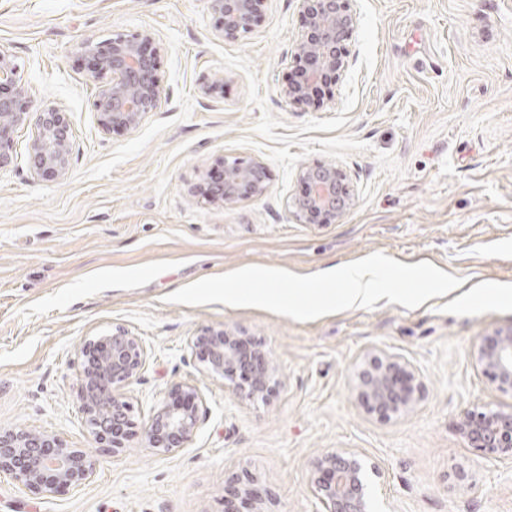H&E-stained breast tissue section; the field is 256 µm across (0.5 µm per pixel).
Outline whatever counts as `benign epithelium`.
<instances>
[{
    "label": "benign epithelium",
    "mask_w": 512,
    "mask_h": 512,
    "mask_svg": "<svg viewBox=\"0 0 512 512\" xmlns=\"http://www.w3.org/2000/svg\"><path fill=\"white\" fill-rule=\"evenodd\" d=\"M352 0H300L305 31L295 46L302 81L286 86L283 94L294 104L311 103V88L325 80L338 82L348 65V40L357 23ZM220 25L217 37L236 40L263 16L267 0H207ZM149 30L118 35L106 43L81 42L80 53L92 62L91 78H108L94 96L92 110L103 131H131L167 97L157 72V50ZM33 125L29 158L36 176L65 177L72 152L71 124L62 107L37 103L7 51L0 48V170L13 160L17 128ZM221 170L202 187L214 204L260 197L268 190V166L260 160L220 162ZM302 191L291 202L293 214L304 224H339L355 205V194L345 170L335 164L307 166L298 172ZM192 351L205 371L227 381L226 387L248 400H266L276 389L277 368L263 345L228 328H204L190 339ZM81 366L80 413L91 434L109 444L112 453L126 448L131 429V405L125 390L144 368L149 356L140 337L117 329L109 336L85 341ZM476 365L501 391H512V328L495 329L473 349ZM186 403L154 406L141 429L145 447L168 455L187 447L200 426L206 405L194 386L176 384ZM354 399L368 414L389 421L413 409L423 397V384L413 367L385 352L370 355L357 373ZM474 448L490 454H512V406H484L468 410L459 425ZM97 460L88 448H75L59 435L0 427V476H8L31 492L51 495L89 484ZM311 495L319 512H385L377 496L382 471L365 454L338 448L309 462ZM241 508L225 512H272L269 500L247 482L236 490Z\"/></svg>",
    "instance_id": "7a95c632"
}]
</instances>
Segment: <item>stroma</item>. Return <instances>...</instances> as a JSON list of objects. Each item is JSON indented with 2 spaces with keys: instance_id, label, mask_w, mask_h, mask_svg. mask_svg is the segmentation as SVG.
I'll return each mask as SVG.
<instances>
[{
  "instance_id": "stroma-1",
  "label": "stroma",
  "mask_w": 512,
  "mask_h": 512,
  "mask_svg": "<svg viewBox=\"0 0 512 512\" xmlns=\"http://www.w3.org/2000/svg\"><path fill=\"white\" fill-rule=\"evenodd\" d=\"M349 66L301 107L299 0H268L238 40L215 36L206 0H0V45L31 93L62 106L74 142L52 182L31 170L33 126L0 172V427L61 435L93 451L97 476L52 496L0 478V512H224L253 477L276 512H316L309 460L353 448L384 474L391 512H512V457L471 447L463 411L512 404L472 360L485 332L512 327V303L447 294L408 309L380 302L312 321L256 307L189 306L169 294L249 266L298 275L379 252L431 262L465 288L512 289V0H353ZM152 31L168 95L132 131L103 133L82 41ZM219 97L201 93L215 74ZM257 158L263 196L212 204L194 192L218 159ZM345 169L356 196L338 224H303L289 200L299 170ZM228 326L270 349L281 384L243 401L206 376L189 339ZM149 358L128 395L132 434L118 455L78 406L80 350L116 329ZM408 361L423 400L388 422L354 400L378 351ZM200 388L206 411L188 447L155 454L141 427L172 386Z\"/></svg>"
}]
</instances>
